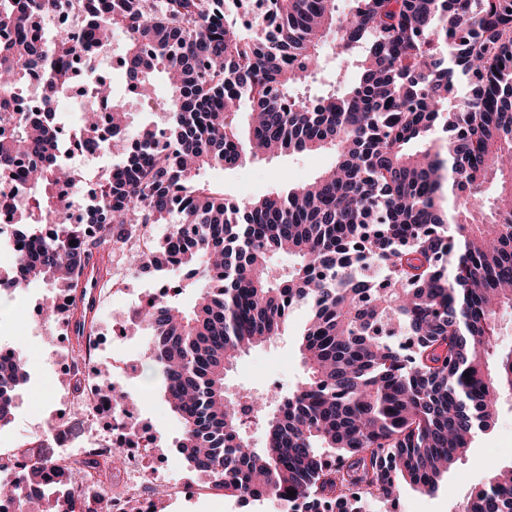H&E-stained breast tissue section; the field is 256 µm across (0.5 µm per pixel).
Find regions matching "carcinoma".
I'll return each mask as SVG.
<instances>
[{
	"instance_id": "obj_1",
	"label": "carcinoma",
	"mask_w": 512,
	"mask_h": 512,
	"mask_svg": "<svg viewBox=\"0 0 512 512\" xmlns=\"http://www.w3.org/2000/svg\"><path fill=\"white\" fill-rule=\"evenodd\" d=\"M225 2L0 0V122L11 127L0 135V187L28 183L23 207L13 213L3 198L0 215H16L17 237L36 243L0 288L43 280L70 294L88 266L110 274L113 248L169 224L159 252L173 263L161 268L186 276L127 325L155 337L149 358L182 427L181 458L222 480L224 496L267 495L289 512H324L326 502L366 512L367 498L384 502L402 481L434 492L512 399V346L497 341L499 316L512 311V0H355L343 13L336 0H268L251 35ZM66 4L82 34L45 33ZM115 31L142 103L154 74L167 77L172 152L152 148L144 128L98 184L101 210L73 224L75 197L60 191L72 172L48 156L66 133L55 118L10 111L8 96L38 66L44 100L69 95ZM331 34L355 80L307 97ZM97 97L106 108L83 112V137L117 144L123 104L102 82ZM324 149L334 166L258 199L200 177L249 156ZM280 253L295 258L286 275L271 265ZM302 304L306 377L285 395L249 394L265 435L254 448L225 377ZM28 380L22 357L0 360V427ZM66 470L39 456L0 481V499L18 512H74V493H43ZM464 512H512V466L490 465Z\"/></svg>"
}]
</instances>
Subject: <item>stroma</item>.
<instances>
[{
    "instance_id": "35a3bbf8",
    "label": "stroma",
    "mask_w": 512,
    "mask_h": 512,
    "mask_svg": "<svg viewBox=\"0 0 512 512\" xmlns=\"http://www.w3.org/2000/svg\"><path fill=\"white\" fill-rule=\"evenodd\" d=\"M154 105L145 109L133 96H125L123 105L130 114L133 129L166 120L165 103L168 89L163 75H155ZM335 163V153L283 154L272 158L249 159L234 171L219 168L203 172L205 180L220 184L225 192L238 199H254L273 192L285 184H301L312 180ZM159 283L153 272L126 275L118 291L104 289L103 306L97 317L96 331L102 337L98 366H85L81 373L97 378L101 388L112 384L107 372L115 352L133 360L134 370L126 375L123 388L135 403L140 423L149 425L156 439L153 465L169 481L186 474V466L178 457L174 442L176 419L164 402L158 382L152 376L150 361L141 351L137 337H126L122 348H115L113 328L129 311L132 301L154 292ZM58 291L46 282H37L15 291H0V344L15 346L26 359L31 379L22 389L12 422L0 429V449L18 441H39V454L54 457L59 453L55 443L40 442L43 426L60 420V434L70 440L80 439L85 431L82 416L64 411L62 399L69 366L63 354L65 338L54 322H41L40 310ZM309 317L308 307H298L280 336L250 350L231 368L227 376L229 393L263 392L270 388L292 389L301 380L304 369L299 354V340ZM512 461V406L503 405L495 423L478 433L471 448L449 470L433 494H423L410 486H401L396 498L369 502V512H462L466 497L477 485L486 483L490 463ZM155 512H273L271 503L241 502L207 495L182 494L161 500Z\"/></svg>"
}]
</instances>
